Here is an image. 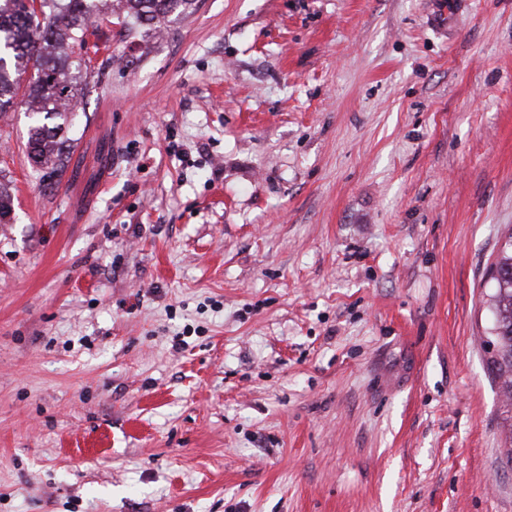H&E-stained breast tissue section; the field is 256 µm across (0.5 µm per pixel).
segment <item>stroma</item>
Masks as SVG:
<instances>
[{"mask_svg":"<svg viewBox=\"0 0 512 512\" xmlns=\"http://www.w3.org/2000/svg\"><path fill=\"white\" fill-rule=\"evenodd\" d=\"M100 35L59 183L0 114V512H512V0ZM491 279L489 307L494 325L488 343L495 347V353L489 360V370L500 382L502 392L512 400V233L506 237Z\"/></svg>","mask_w":512,"mask_h":512,"instance_id":"35a3bbf8","label":"stroma"}]
</instances>
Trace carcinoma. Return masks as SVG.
<instances>
[{
    "label": "carcinoma",
    "mask_w": 512,
    "mask_h": 512,
    "mask_svg": "<svg viewBox=\"0 0 512 512\" xmlns=\"http://www.w3.org/2000/svg\"><path fill=\"white\" fill-rule=\"evenodd\" d=\"M112 0H0V113L7 112L20 89L19 77L35 69L25 92L32 125L27 156L44 180L63 172L64 136L77 103L74 71L87 66L83 49ZM127 35L146 37L171 16L194 9L196 0H121ZM494 317L489 344L495 353L490 373L512 400V233L491 272Z\"/></svg>",
    "instance_id": "carcinoma-1"
}]
</instances>
